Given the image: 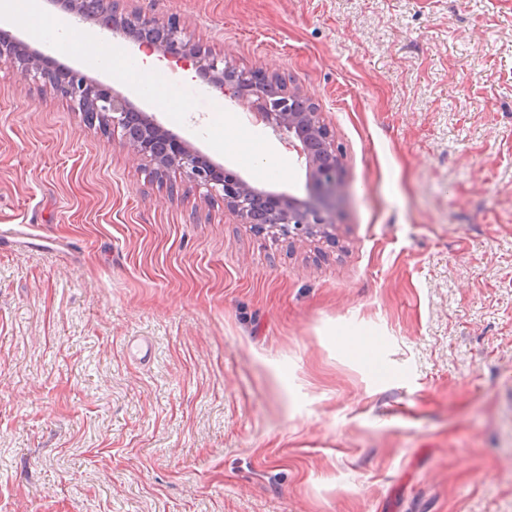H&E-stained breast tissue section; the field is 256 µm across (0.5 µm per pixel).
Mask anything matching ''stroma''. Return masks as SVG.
Here are the masks:
<instances>
[{
    "mask_svg": "<svg viewBox=\"0 0 512 512\" xmlns=\"http://www.w3.org/2000/svg\"><path fill=\"white\" fill-rule=\"evenodd\" d=\"M128 6L313 98L336 244L255 236L0 62V512H512V0ZM100 37L123 59L62 64L305 196L287 134ZM228 112L288 181L217 147Z\"/></svg>",
    "mask_w": 512,
    "mask_h": 512,
    "instance_id": "stroma-1",
    "label": "stroma"
}]
</instances>
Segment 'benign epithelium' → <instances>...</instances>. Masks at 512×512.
I'll use <instances>...</instances> for the list:
<instances>
[{"label":"benign epithelium","mask_w":512,"mask_h":512,"mask_svg":"<svg viewBox=\"0 0 512 512\" xmlns=\"http://www.w3.org/2000/svg\"><path fill=\"white\" fill-rule=\"evenodd\" d=\"M48 2L75 17L96 19L101 28L149 54L157 51L167 59L195 62L209 86L247 107L273 130L288 133V147L306 159L307 198L253 186L203 156L176 132L162 127L127 96L77 69L58 64L42 51H25L21 42H0L1 61L19 64L24 78L49 85L86 119L120 136L132 159L150 163L152 177L161 180L177 171L206 189L207 196L219 198L225 210L252 225L256 234L335 241L337 204L346 189L342 160L318 105L303 89L286 83L276 72L241 69L224 56L197 48L176 16L160 19L137 9L129 11L121 0H99L94 7L89 0Z\"/></svg>","instance_id":"obj_1"}]
</instances>
